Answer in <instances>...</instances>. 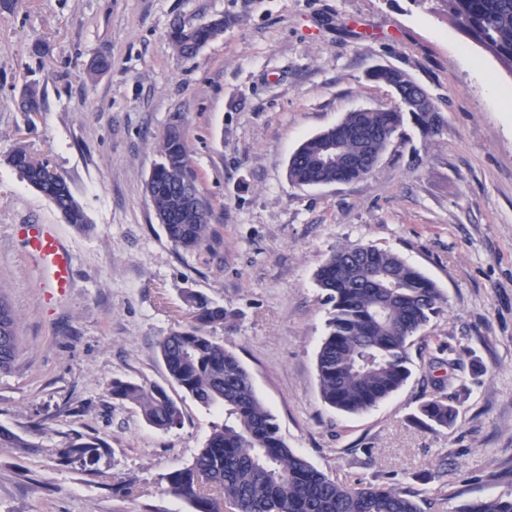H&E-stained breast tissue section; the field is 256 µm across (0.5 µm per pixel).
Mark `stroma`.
<instances>
[{"label": "stroma", "mask_w": 512, "mask_h": 512, "mask_svg": "<svg viewBox=\"0 0 512 512\" xmlns=\"http://www.w3.org/2000/svg\"><path fill=\"white\" fill-rule=\"evenodd\" d=\"M229 24L193 58L169 44L176 23ZM109 68L93 74L101 56ZM391 65L434 98L445 124H412L375 172L298 186L288 162L307 138L357 108L392 104L369 71ZM41 99L22 109L27 87ZM512 71L462 33L441 0H16L0 15V292L20 349L0 373V512H194L162 494L190 464L217 409L171 383L158 341L186 327L191 290L224 307L211 334L249 371L289 448L318 470L443 494L442 512L512 494ZM187 134L211 205L209 240L177 249L145 193L156 144ZM49 161L82 205L86 230L8 163ZM50 225L74 281L51 295L17 233ZM369 244L432 280L445 304L436 336L455 366L414 359L412 375L363 413L320 398L316 355L329 305L315 273L337 248ZM122 379L165 386L180 427L156 429L113 398ZM453 396L457 418L430 430L419 405ZM107 450L92 466L61 455L75 438ZM132 480L141 496H128Z\"/></svg>", "instance_id": "stroma-1"}]
</instances>
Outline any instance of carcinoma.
Listing matches in <instances>:
<instances>
[{"label": "carcinoma", "mask_w": 512, "mask_h": 512, "mask_svg": "<svg viewBox=\"0 0 512 512\" xmlns=\"http://www.w3.org/2000/svg\"><path fill=\"white\" fill-rule=\"evenodd\" d=\"M456 26L477 44L512 66V0H445ZM224 28L204 22L177 24L169 33L173 50L195 57ZM369 77L397 87L388 107L353 110L335 126L304 141L291 156L288 180L300 186L371 175L392 139L411 122L425 137L443 130V117L433 100L416 101L420 86L398 68L375 66ZM146 189L154 213L167 216L165 232L178 249L192 251L209 236L210 206L190 210L199 196L183 127L171 125L161 137ZM8 163L47 197L66 223L78 231L88 224L66 179L49 174L50 164L23 149ZM331 305L328 333L317 353L319 394L328 406L348 414L367 411L397 392L412 374L410 349L417 335L438 315L444 298L435 284L399 255L375 247H342L316 273ZM193 322L162 337L158 351L169 379L199 403L223 410L193 461L165 476L162 492L188 502L195 512H439L440 502L421 490L396 484L351 485L314 467L293 452L279 433L275 417L257 397L247 369L238 357L211 336L224 323L226 311L186 292ZM17 323L0 294V373L11 369L18 351ZM112 395L138 407L156 428L170 430L182 413L162 386L114 380ZM454 415L447 400L430 399L418 409L426 427H446ZM106 452L97 439L78 438L62 456L84 466ZM458 512H512V497H498Z\"/></svg>", "instance_id": "carcinoma-1"}]
</instances>
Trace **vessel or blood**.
I'll return each mask as SVG.
<instances>
[{
	"mask_svg": "<svg viewBox=\"0 0 512 512\" xmlns=\"http://www.w3.org/2000/svg\"><path fill=\"white\" fill-rule=\"evenodd\" d=\"M20 233L42 270L46 288L55 295L68 294L72 286L73 269L69 253L59 237L41 224L23 225Z\"/></svg>",
	"mask_w": 512,
	"mask_h": 512,
	"instance_id": "1",
	"label": "vessel or blood"
}]
</instances>
